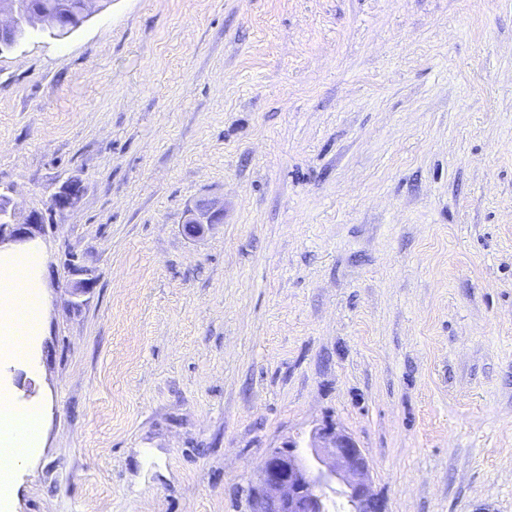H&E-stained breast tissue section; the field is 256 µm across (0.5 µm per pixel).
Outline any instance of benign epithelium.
<instances>
[{
    "label": "benign epithelium",
    "mask_w": 512,
    "mask_h": 512,
    "mask_svg": "<svg viewBox=\"0 0 512 512\" xmlns=\"http://www.w3.org/2000/svg\"><path fill=\"white\" fill-rule=\"evenodd\" d=\"M103 2L79 0L74 9H49L34 0H0V34H8L7 39L0 41V53L13 49L31 29L64 37L104 8ZM80 193L78 181L64 182L51 195L50 209L63 211L72 207ZM223 215L224 206L207 201L190 214L186 231L199 235L205 227L222 223ZM43 223L39 211L17 221L11 198L0 196V244L31 238ZM296 447V442L290 440L267 456L251 490L249 512H328L321 488L329 484L336 485L348 512H388L385 500L373 490L371 461L344 428L327 421L312 431L311 463L295 452Z\"/></svg>",
    "instance_id": "1"
}]
</instances>
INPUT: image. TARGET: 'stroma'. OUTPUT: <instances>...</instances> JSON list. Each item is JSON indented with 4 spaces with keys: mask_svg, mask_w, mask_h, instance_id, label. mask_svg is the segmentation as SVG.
I'll return each mask as SVG.
<instances>
[{
    "mask_svg": "<svg viewBox=\"0 0 512 512\" xmlns=\"http://www.w3.org/2000/svg\"><path fill=\"white\" fill-rule=\"evenodd\" d=\"M0 191L52 295L0 512H246L326 420L388 512H512V0H110L0 53ZM81 186L77 180L64 182L50 197V209L63 211L71 208L79 199ZM9 196H0V244L9 240H23L35 236L34 230H41L43 214L31 211L23 222L17 221L16 211ZM224 215V205L215 201H205L204 205L196 208L185 222L186 231L190 235H199L206 226L221 224Z\"/></svg>",
    "mask_w": 512,
    "mask_h": 512,
    "instance_id": "1",
    "label": "stroma"
}]
</instances>
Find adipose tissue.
<instances>
[{"mask_svg":"<svg viewBox=\"0 0 512 512\" xmlns=\"http://www.w3.org/2000/svg\"><path fill=\"white\" fill-rule=\"evenodd\" d=\"M48 262L46 249L35 240L0 246V368L21 361L28 372L39 369L34 341L51 304ZM47 411V405L0 395V470L19 466L26 449L38 447Z\"/></svg>","mask_w":512,"mask_h":512,"instance_id":"ef3b65f1","label":"adipose tissue"}]
</instances>
